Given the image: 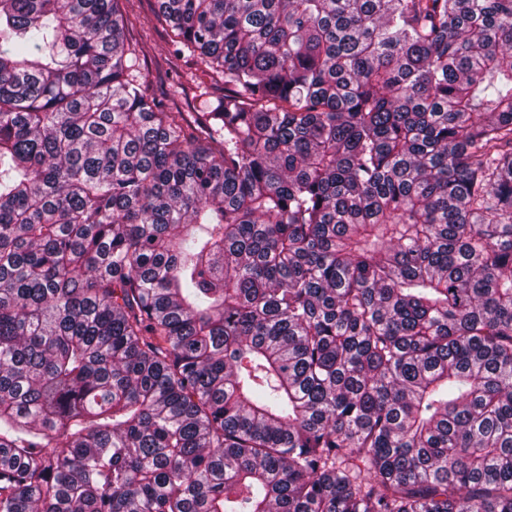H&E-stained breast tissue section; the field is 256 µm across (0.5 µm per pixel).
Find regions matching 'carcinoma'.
<instances>
[{
    "instance_id": "carcinoma-1",
    "label": "carcinoma",
    "mask_w": 512,
    "mask_h": 512,
    "mask_svg": "<svg viewBox=\"0 0 512 512\" xmlns=\"http://www.w3.org/2000/svg\"><path fill=\"white\" fill-rule=\"evenodd\" d=\"M0 0V512H512V0ZM156 0H122L121 9L133 25L126 31L128 40L139 50L142 74L148 92L162 100L170 111L201 112L206 96H200L198 83L209 85L210 95H224V81L203 77L190 59L177 57L171 30L158 15Z\"/></svg>"
}]
</instances>
